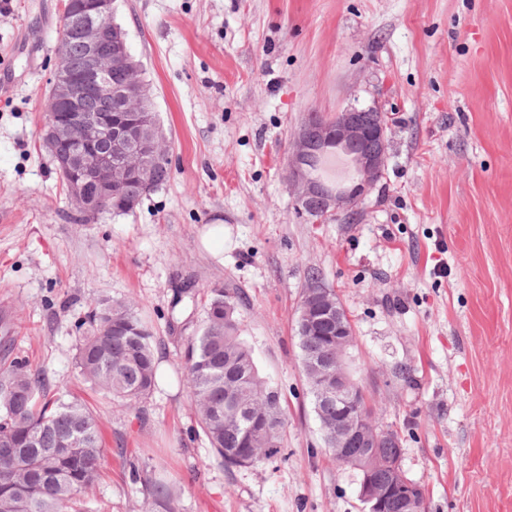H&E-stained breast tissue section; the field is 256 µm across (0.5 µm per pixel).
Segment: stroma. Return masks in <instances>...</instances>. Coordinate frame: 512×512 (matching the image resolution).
<instances>
[{"mask_svg":"<svg viewBox=\"0 0 512 512\" xmlns=\"http://www.w3.org/2000/svg\"><path fill=\"white\" fill-rule=\"evenodd\" d=\"M113 7L171 177L133 212L77 224L41 141L61 0H0V364L26 361L98 411L108 462L83 512H149L127 458L176 485L179 512H364L305 390L295 319L312 269L348 315L353 371L426 512H512V0ZM374 103L390 117L384 178L351 215L311 223L288 190L293 133L307 113ZM209 224L223 248L202 246ZM216 286L238 296L288 418L281 456L233 471L191 439L180 381ZM104 296L139 305L168 367L134 408L76 366L78 326Z\"/></svg>","mask_w":512,"mask_h":512,"instance_id":"35a3bbf8","label":"stroma"}]
</instances>
